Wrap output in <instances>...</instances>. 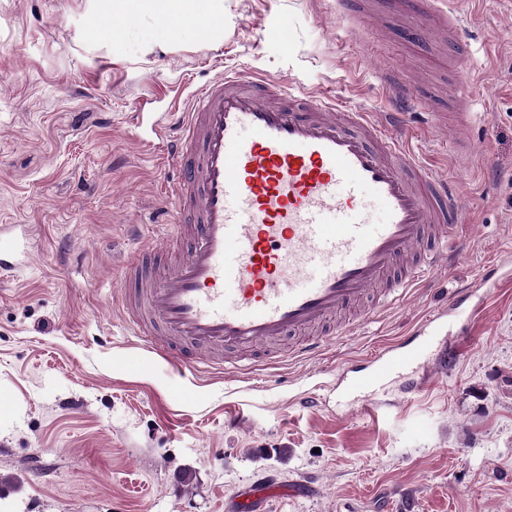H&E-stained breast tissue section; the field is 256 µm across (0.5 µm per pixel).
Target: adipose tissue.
I'll return each mask as SVG.
<instances>
[{
    "mask_svg": "<svg viewBox=\"0 0 512 512\" xmlns=\"http://www.w3.org/2000/svg\"><path fill=\"white\" fill-rule=\"evenodd\" d=\"M133 7L151 12L172 26L184 28L222 14L224 0H108L107 17L111 23H119Z\"/></svg>",
    "mask_w": 512,
    "mask_h": 512,
    "instance_id": "ef3b65f1",
    "label": "adipose tissue"
}]
</instances>
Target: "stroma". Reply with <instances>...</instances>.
I'll return each mask as SVG.
<instances>
[{"label": "stroma", "mask_w": 512, "mask_h": 512, "mask_svg": "<svg viewBox=\"0 0 512 512\" xmlns=\"http://www.w3.org/2000/svg\"><path fill=\"white\" fill-rule=\"evenodd\" d=\"M379 27H353L354 0H224V22L167 32L129 16L113 33L97 0H0V224L33 227L32 260L0 276V512H229L241 485L307 481L269 512H512V7L455 0L464 42H405L392 0ZM285 28L286 39L269 29ZM224 69H252L341 105L383 112L377 76L410 71L433 91L404 125L413 149L469 202V250L429 286L335 340L322 355L196 377L198 398L142 352L115 295L129 257L166 260L177 242L161 197L174 177L138 126ZM475 80L472 117L448 109ZM463 288L490 301L465 325L470 349L399 384L364 414L336 401V363L397 341ZM143 356L146 376L124 366ZM306 393L321 409L302 408ZM249 414L230 430L224 417Z\"/></svg>", "instance_id": "obj_1"}]
</instances>
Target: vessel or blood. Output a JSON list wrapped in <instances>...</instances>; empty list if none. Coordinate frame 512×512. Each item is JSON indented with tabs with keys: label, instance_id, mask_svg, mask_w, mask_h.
I'll return each mask as SVG.
<instances>
[{
	"label": "vessel or blood",
	"instance_id": "obj_1",
	"mask_svg": "<svg viewBox=\"0 0 512 512\" xmlns=\"http://www.w3.org/2000/svg\"><path fill=\"white\" fill-rule=\"evenodd\" d=\"M430 27L460 21L423 0ZM388 121L259 72L227 71L157 118L151 140L166 147L177 173L172 190L175 261L134 263L120 301L129 327L179 375L258 359L322 354L409 285L431 283L438 249H468L456 235L467 203L446 174L422 163L400 130L422 103L416 85L383 72ZM384 209L370 217L372 201ZM26 224L0 225V274L26 266ZM487 295L454 294L409 336L372 354L360 369H336L340 396L363 412L395 375L446 355L448 327ZM275 478L237 496V512H264L279 496Z\"/></svg>",
	"mask_w": 512,
	"mask_h": 512
}]
</instances>
